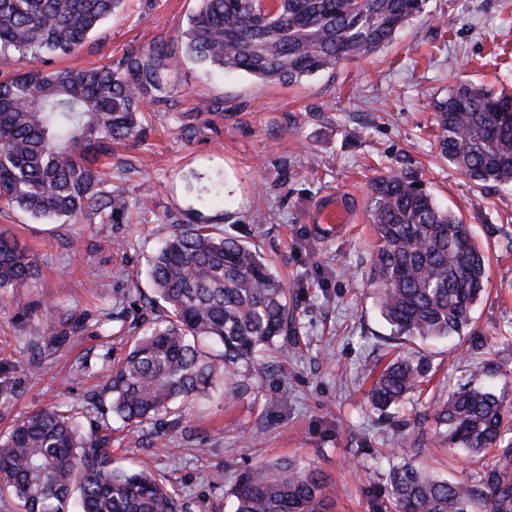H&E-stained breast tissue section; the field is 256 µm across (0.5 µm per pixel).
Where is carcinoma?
<instances>
[{"instance_id":"cac0c4a2","label":"carcinoma","mask_w":512,"mask_h":512,"mask_svg":"<svg viewBox=\"0 0 512 512\" xmlns=\"http://www.w3.org/2000/svg\"><path fill=\"white\" fill-rule=\"evenodd\" d=\"M123 0H0V51L20 57L79 51ZM185 55L263 82L293 84L389 44L426 0H198ZM180 57L166 46L131 51L91 68L21 69L0 78V211L76 224L123 212L99 167L112 145L143 130L142 108L175 94ZM441 156L477 187L512 184V96L461 81L433 102ZM369 213L377 240L370 265L381 315L395 335H459L487 282V259L462 217L439 207L410 168L375 176ZM37 260L0 231V298L20 300ZM150 277L160 307L124 358L107 368L86 401L88 427L60 408L40 410L0 433V493L20 512H182L176 491L145 468L112 465V417L136 434L161 415L179 416L214 380L271 345H288L284 287L254 243L209 224H178L155 254ZM81 323L49 337L57 350ZM422 356H399L375 375L372 405L385 410L430 381ZM438 440L490 465L449 481L411 461L389 471L394 512H512L509 405L467 383L433 401ZM328 484L292 458L256 467L231 488L234 512H326Z\"/></svg>"}]
</instances>
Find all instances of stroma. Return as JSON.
Instances as JSON below:
<instances>
[{
    "mask_svg": "<svg viewBox=\"0 0 512 512\" xmlns=\"http://www.w3.org/2000/svg\"><path fill=\"white\" fill-rule=\"evenodd\" d=\"M197 6L124 0L80 52L38 65L80 68L180 45ZM466 80L512 94V0H428L390 45L291 85L208 74L183 59L171 102L147 107L143 136L115 147L106 166L124 212L80 224L0 213V230L38 264L21 302H0V431L39 409L84 412L105 358L129 347L122 318L152 314L153 251L175 223L202 221L259 244L288 289L295 352L217 379L180 420L161 417L132 440L113 432L115 464L168 478L185 512H232L236 481L285 456L337 487L331 512H380L390 464L408 459L448 479L470 476L477 463L436 442L431 400L481 362L475 385L512 401V190L476 187L439 154L430 103ZM401 167L472 226L488 258L487 288L462 336L397 341L379 313L369 181ZM339 194L355 220L323 236L314 210ZM108 313L116 320L104 333L97 324ZM71 317L82 331L48 355L53 329ZM398 354L426 356L431 380L383 413L368 401L366 367Z\"/></svg>",
    "mask_w": 512,
    "mask_h": 512,
    "instance_id": "1",
    "label": "stroma"
}]
</instances>
